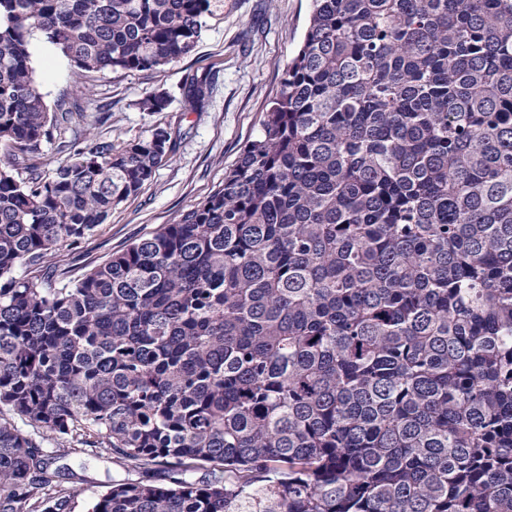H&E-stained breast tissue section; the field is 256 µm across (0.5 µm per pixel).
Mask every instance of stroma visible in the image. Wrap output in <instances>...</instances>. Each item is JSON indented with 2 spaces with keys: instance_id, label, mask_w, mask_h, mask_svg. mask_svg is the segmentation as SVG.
<instances>
[{
  "instance_id": "stroma-1",
  "label": "stroma",
  "mask_w": 512,
  "mask_h": 512,
  "mask_svg": "<svg viewBox=\"0 0 512 512\" xmlns=\"http://www.w3.org/2000/svg\"><path fill=\"white\" fill-rule=\"evenodd\" d=\"M311 0H221L207 18L195 52L166 72L106 71L84 79L76 96L68 59L40 36L30 42L31 61L40 74V91L49 107L78 99L82 119L62 130L59 141L85 147L88 140L120 144L148 137L156 127L170 128L175 150L138 194L114 206L106 222L78 247L63 253L73 274L107 260L113 253L174 223L224 182V174L245 146L261 133V119L280 78L298 51L309 24ZM206 75L211 92L204 108H185L188 77ZM165 91L169 106L147 112L142 101ZM59 141L42 144L43 161L54 168L65 160ZM57 467L81 475L84 493L75 512H87L104 486L135 479L113 460L87 455L56 459Z\"/></svg>"
}]
</instances>
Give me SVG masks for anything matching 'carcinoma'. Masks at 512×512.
I'll return each mask as SVG.
<instances>
[{"label": "carcinoma", "mask_w": 512, "mask_h": 512, "mask_svg": "<svg viewBox=\"0 0 512 512\" xmlns=\"http://www.w3.org/2000/svg\"><path fill=\"white\" fill-rule=\"evenodd\" d=\"M312 2L224 183L74 277L174 140L44 173L81 112L32 36L81 93L191 55L216 0H0V512H75L54 450L140 474L91 512H512V0ZM30 52L32 65L41 75L40 91L50 111L63 98L72 101L76 95L68 59L38 34L31 39Z\"/></svg>", "instance_id": "cac0c4a2"}]
</instances>
